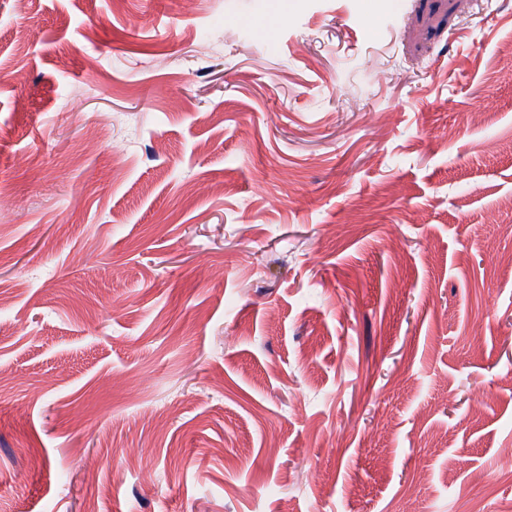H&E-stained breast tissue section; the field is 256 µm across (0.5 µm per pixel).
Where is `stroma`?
<instances>
[{
	"mask_svg": "<svg viewBox=\"0 0 512 512\" xmlns=\"http://www.w3.org/2000/svg\"><path fill=\"white\" fill-rule=\"evenodd\" d=\"M512 0H0V512L512 504Z\"/></svg>",
	"mask_w": 512,
	"mask_h": 512,
	"instance_id": "stroma-1",
	"label": "stroma"
}]
</instances>
